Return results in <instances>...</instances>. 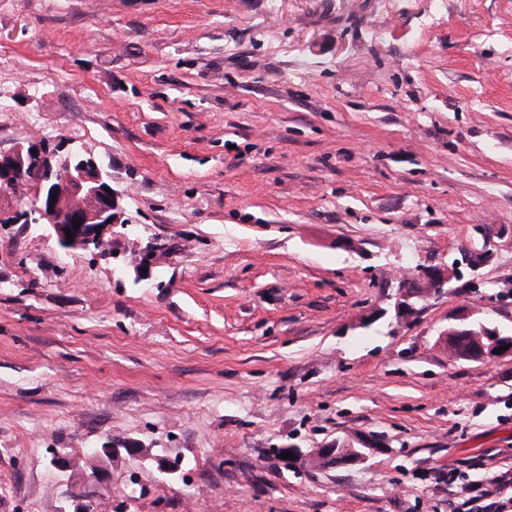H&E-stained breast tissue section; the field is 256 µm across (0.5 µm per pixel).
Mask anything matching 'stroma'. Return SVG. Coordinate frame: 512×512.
<instances>
[{
	"label": "stroma",
	"mask_w": 512,
	"mask_h": 512,
	"mask_svg": "<svg viewBox=\"0 0 512 512\" xmlns=\"http://www.w3.org/2000/svg\"><path fill=\"white\" fill-rule=\"evenodd\" d=\"M32 139L119 218L106 255L0 224V512H448L449 469L512 475V358L440 337L512 327V0H0V151ZM463 261H454L451 268L419 269L416 274L400 282L394 301V309L398 315L409 314L416 310V304L439 297L447 293L448 280L460 273ZM470 316H463L461 318H458L457 320L459 323L453 324L446 329H444L440 336L444 339V341H448V336H457L460 333H468L467 336H476L475 340L479 346V355L475 356L474 359L477 360H471L467 358H459L461 360L465 361H472V362H488V361H495L498 359L510 357L512 354V339H506L505 341H502L500 343H496L491 345L490 347H486L482 344L480 338L478 336H497L496 339L500 338L501 333L504 335L512 336V331L502 329L499 326H496L498 328H489L487 327L482 321L477 320L479 324V328L477 330L474 329H468L467 327L470 326L469 322ZM501 333H500V331ZM511 334V335H510ZM504 345H510V348L508 350H504L501 354H494L495 350L500 349L501 347H504ZM356 453L350 455V453ZM367 454L356 452L354 448L347 445L331 446L329 448H320L312 455L311 461L323 466H348L355 465L366 459Z\"/></svg>",
	"instance_id": "obj_1"
}]
</instances>
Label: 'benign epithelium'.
Returning a JSON list of instances; mask_svg holds the SVG:
<instances>
[{"label":"benign epithelium","instance_id":"benign-epithelium-1","mask_svg":"<svg viewBox=\"0 0 512 512\" xmlns=\"http://www.w3.org/2000/svg\"><path fill=\"white\" fill-rule=\"evenodd\" d=\"M28 182L35 189L36 204L27 214L30 222L46 224L52 230L57 244L64 250L90 249L100 253L111 247L110 229L116 223L117 204L110 187L109 175L93 157L72 155L59 159L57 155L38 149L35 143H19L11 151L0 153V192L12 190L15 183ZM81 221L75 225L74 220ZM72 233L73 242H67L65 230ZM462 262L456 260L452 267L419 269L411 277L400 282L394 301L397 314L416 311V304L447 293L448 280L460 273ZM466 333L470 336H501L499 329L479 323L470 328L469 317L444 329L440 336L448 339ZM502 353L496 350L503 346ZM512 355V339L489 347L479 345L475 360L488 362ZM366 459V454L356 453L347 445L320 448L311 461L323 466L355 465Z\"/></svg>","mask_w":512,"mask_h":512}]
</instances>
